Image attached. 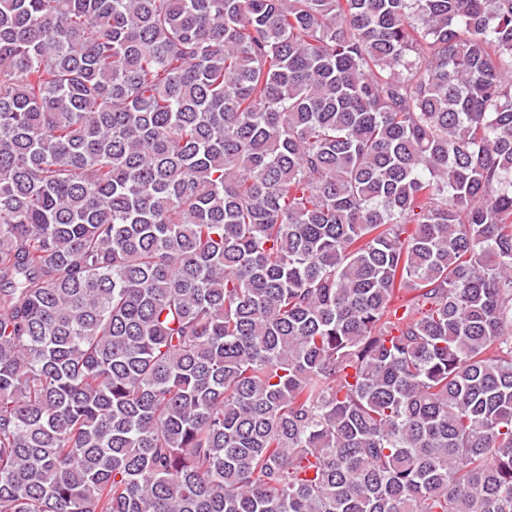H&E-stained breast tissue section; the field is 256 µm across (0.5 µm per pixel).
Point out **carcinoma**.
<instances>
[{"label": "carcinoma", "instance_id": "obj_1", "mask_svg": "<svg viewBox=\"0 0 512 512\" xmlns=\"http://www.w3.org/2000/svg\"><path fill=\"white\" fill-rule=\"evenodd\" d=\"M0 512H512V0H0Z\"/></svg>", "mask_w": 512, "mask_h": 512}]
</instances>
